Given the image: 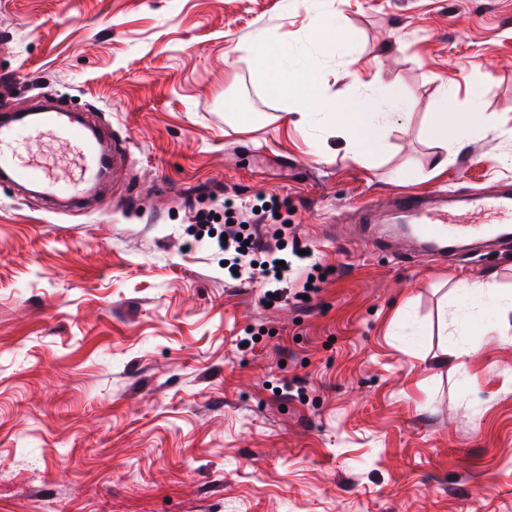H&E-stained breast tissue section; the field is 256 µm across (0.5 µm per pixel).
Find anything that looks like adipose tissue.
I'll return each mask as SVG.
<instances>
[{"label": "adipose tissue", "instance_id": "1", "mask_svg": "<svg viewBox=\"0 0 512 512\" xmlns=\"http://www.w3.org/2000/svg\"><path fill=\"white\" fill-rule=\"evenodd\" d=\"M241 50L264 77L266 90L284 103L295 105L300 120H307L315 112L330 113L336 132L347 141L348 155L354 161L375 156L381 148L382 127L402 118L407 108L401 97L385 103L368 97L331 104L317 102L308 72L288 69L283 57L274 55L269 41H252L243 44ZM429 119L436 130L453 139L464 133L486 138L497 132L496 126L480 122L477 112H456L444 104L430 113Z\"/></svg>", "mask_w": 512, "mask_h": 512}]
</instances>
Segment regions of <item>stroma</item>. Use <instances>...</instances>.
<instances>
[{"label": "stroma", "instance_id": "obj_1", "mask_svg": "<svg viewBox=\"0 0 512 512\" xmlns=\"http://www.w3.org/2000/svg\"><path fill=\"white\" fill-rule=\"evenodd\" d=\"M262 33L324 98L407 99L371 162L293 124ZM45 98L130 148L88 203L0 181V512H512V248L395 229L512 183V0H0V112ZM444 100L498 137L447 143ZM204 216L291 225L325 288L261 303Z\"/></svg>", "mask_w": 512, "mask_h": 512}]
</instances>
